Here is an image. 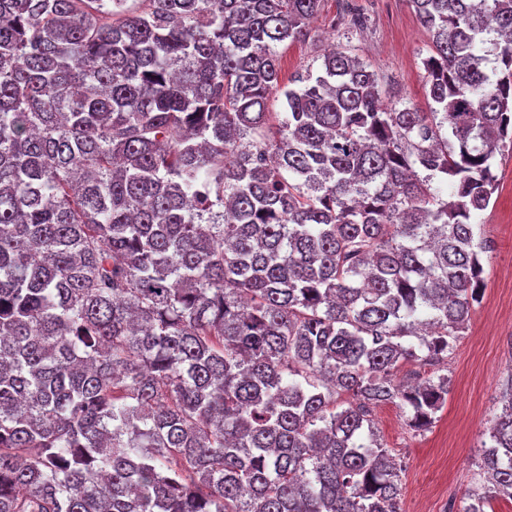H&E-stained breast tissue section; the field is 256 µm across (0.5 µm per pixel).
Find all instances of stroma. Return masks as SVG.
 Instances as JSON below:
<instances>
[{"label":"stroma","instance_id":"obj_1","mask_svg":"<svg viewBox=\"0 0 512 512\" xmlns=\"http://www.w3.org/2000/svg\"><path fill=\"white\" fill-rule=\"evenodd\" d=\"M367 14L362 29L338 25L344 0H323L307 41L278 47L281 81L318 70L319 53L342 47L356 53L399 95L425 107L424 71L430 37L408 0H354ZM497 169L496 201L480 217L491 249L483 256L485 292L448 357L450 392L432 426L411 430L398 407L375 409L384 446L402 462L406 512H461L483 483L481 446L502 409L503 384L512 374V147Z\"/></svg>","mask_w":512,"mask_h":512}]
</instances>
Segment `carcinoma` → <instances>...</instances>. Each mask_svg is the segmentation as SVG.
Wrapping results in <instances>:
<instances>
[{
    "mask_svg": "<svg viewBox=\"0 0 512 512\" xmlns=\"http://www.w3.org/2000/svg\"><path fill=\"white\" fill-rule=\"evenodd\" d=\"M0 0V512H402L512 144V0H409L429 111L322 0ZM283 98L284 112L271 107ZM463 512L512 497V378Z\"/></svg>",
    "mask_w": 512,
    "mask_h": 512,
    "instance_id": "carcinoma-1",
    "label": "carcinoma"
}]
</instances>
